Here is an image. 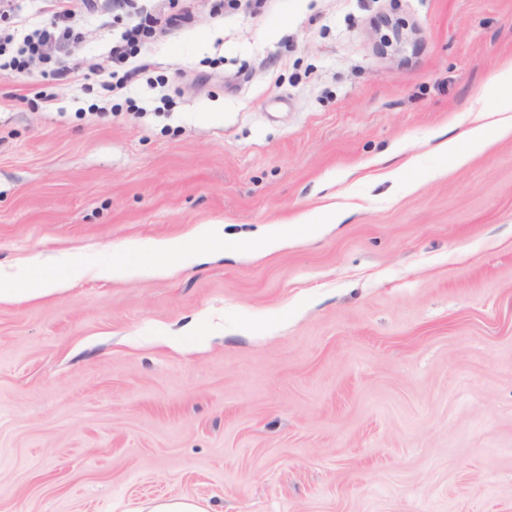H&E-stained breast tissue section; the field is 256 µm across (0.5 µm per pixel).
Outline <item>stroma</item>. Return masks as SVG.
<instances>
[{
  "label": "stroma",
  "instance_id": "stroma-1",
  "mask_svg": "<svg viewBox=\"0 0 512 512\" xmlns=\"http://www.w3.org/2000/svg\"><path fill=\"white\" fill-rule=\"evenodd\" d=\"M138 61L110 110L0 76L1 268L350 213L0 306V512H512V139L435 149L512 109V0H265ZM339 215L329 221L320 212L318 214L305 216L293 224L288 225V235L279 233L274 236H262L250 241L246 247L253 254L264 255L279 250L284 245H291L296 241L318 237L328 227L335 226L339 222ZM132 512H208L200 499L192 497L161 498L141 504Z\"/></svg>",
  "mask_w": 512,
  "mask_h": 512
}]
</instances>
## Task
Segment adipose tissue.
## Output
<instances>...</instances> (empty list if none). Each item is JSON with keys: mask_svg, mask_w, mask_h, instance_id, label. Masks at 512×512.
Returning a JSON list of instances; mask_svg holds the SVG:
<instances>
[{"mask_svg": "<svg viewBox=\"0 0 512 512\" xmlns=\"http://www.w3.org/2000/svg\"><path fill=\"white\" fill-rule=\"evenodd\" d=\"M510 138L512 113L490 112L457 137L442 143L441 150L447 155L450 168L457 169L466 165L474 153ZM329 225L323 214L308 215L290 224L287 232L252 240L247 248L257 255L268 254L296 241L320 236ZM226 248L223 225L204 224L183 236L144 243L140 249L141 259L135 264H105L91 256L78 261L62 254L53 260L56 273L49 277L31 279L0 270V306L62 294L88 274L99 279L168 277L219 257Z\"/></svg>", "mask_w": 512, "mask_h": 512, "instance_id": "obj_1", "label": "adipose tissue"}]
</instances>
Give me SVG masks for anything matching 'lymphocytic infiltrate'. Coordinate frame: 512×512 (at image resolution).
Here are the masks:
<instances>
[{
    "label": "lymphocytic infiltrate",
    "mask_w": 512,
    "mask_h": 512,
    "mask_svg": "<svg viewBox=\"0 0 512 512\" xmlns=\"http://www.w3.org/2000/svg\"><path fill=\"white\" fill-rule=\"evenodd\" d=\"M36 13H47L51 22L30 26L16 35V0H0V70L14 77L30 76L34 64H42L41 80L80 84L87 73L103 79L107 91L126 88L135 71L130 59L159 39L183 29L199 9V0H33ZM122 29L106 54L93 59L79 57L77 50L86 26L103 31L114 24Z\"/></svg>",
    "instance_id": "obj_1"
}]
</instances>
